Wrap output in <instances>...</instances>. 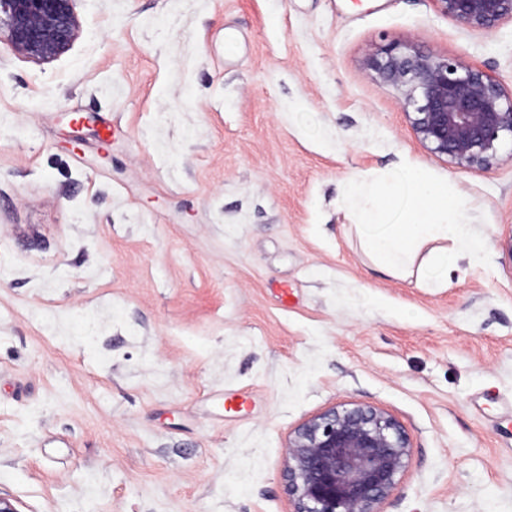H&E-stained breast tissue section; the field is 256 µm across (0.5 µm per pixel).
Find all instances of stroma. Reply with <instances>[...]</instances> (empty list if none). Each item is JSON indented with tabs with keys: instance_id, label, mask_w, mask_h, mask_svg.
Segmentation results:
<instances>
[{
	"instance_id": "obj_1",
	"label": "stroma",
	"mask_w": 512,
	"mask_h": 512,
	"mask_svg": "<svg viewBox=\"0 0 512 512\" xmlns=\"http://www.w3.org/2000/svg\"><path fill=\"white\" fill-rule=\"evenodd\" d=\"M47 64L0 34V496L18 512H292L288 439L392 415L383 512H512V144L435 157L370 49L512 91V23L433 0H74ZM411 161L468 200L490 265L395 277L342 203ZM440 13L470 30L488 32L512 22V0H433Z\"/></svg>"
}]
</instances>
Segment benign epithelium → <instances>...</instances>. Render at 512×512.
Wrapping results in <instances>:
<instances>
[{"mask_svg":"<svg viewBox=\"0 0 512 512\" xmlns=\"http://www.w3.org/2000/svg\"><path fill=\"white\" fill-rule=\"evenodd\" d=\"M470 30L512 22V0H434ZM7 38L20 56L50 63L79 35L73 0H0ZM372 78L395 88L418 140L438 158L473 170L496 159L512 138V94L480 65L411 42H390L367 59ZM399 422L371 406L333 407L302 423L288 445L286 471L294 512H380L410 456Z\"/></svg>","mask_w":512,"mask_h":512,"instance_id":"7a95c632","label":"benign epithelium"}]
</instances>
